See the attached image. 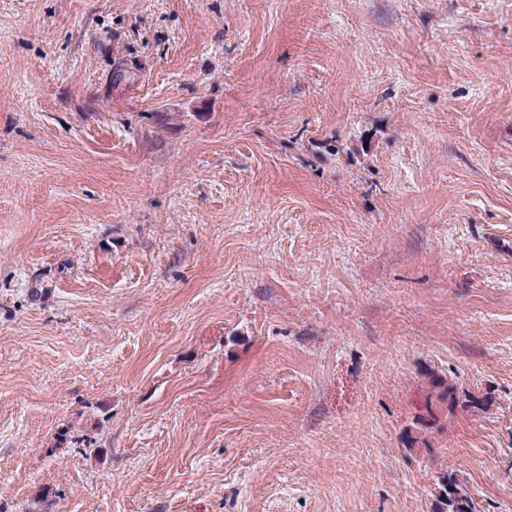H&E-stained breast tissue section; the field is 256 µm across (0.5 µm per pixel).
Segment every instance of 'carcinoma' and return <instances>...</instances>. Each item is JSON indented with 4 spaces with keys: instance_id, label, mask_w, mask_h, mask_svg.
Masks as SVG:
<instances>
[{
    "instance_id": "carcinoma-1",
    "label": "carcinoma",
    "mask_w": 512,
    "mask_h": 512,
    "mask_svg": "<svg viewBox=\"0 0 512 512\" xmlns=\"http://www.w3.org/2000/svg\"><path fill=\"white\" fill-rule=\"evenodd\" d=\"M420 377V404L415 408L412 427L407 430L413 443L425 441V433L444 432L448 422L458 414L482 410L491 402L490 396H479L434 370L427 369ZM435 489L431 512H477L465 485L453 470L439 473Z\"/></svg>"
}]
</instances>
